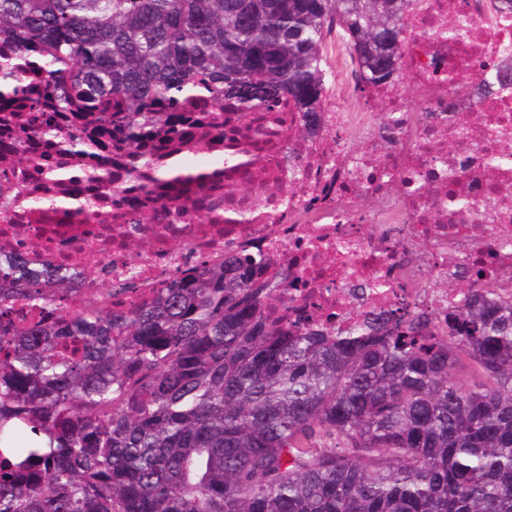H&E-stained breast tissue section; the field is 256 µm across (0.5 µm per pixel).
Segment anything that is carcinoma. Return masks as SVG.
Returning a JSON list of instances; mask_svg holds the SVG:
<instances>
[{
    "mask_svg": "<svg viewBox=\"0 0 512 512\" xmlns=\"http://www.w3.org/2000/svg\"><path fill=\"white\" fill-rule=\"evenodd\" d=\"M407 0H0V38L37 48L62 107H119L140 147L188 118L151 100L199 90L244 120L288 95L320 121L324 47L398 79ZM387 57L379 75L367 54ZM96 121L60 143L102 146ZM448 327L411 310L333 334L267 309L245 255L133 309L54 311L71 279L0 262V512H512V294L461 271Z\"/></svg>",
    "mask_w": 512,
    "mask_h": 512,
    "instance_id": "1",
    "label": "carcinoma"
}]
</instances>
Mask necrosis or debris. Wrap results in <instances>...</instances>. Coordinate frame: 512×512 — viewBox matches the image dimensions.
<instances>
[{
	"label": "necrosis or debris",
	"mask_w": 512,
	"mask_h": 512,
	"mask_svg": "<svg viewBox=\"0 0 512 512\" xmlns=\"http://www.w3.org/2000/svg\"><path fill=\"white\" fill-rule=\"evenodd\" d=\"M449 17L458 36L433 43ZM405 24L400 80L337 94L314 131L293 133L299 109L282 97L248 122L196 126L180 141L145 147L166 160L240 149L248 169L267 173L246 196L228 194L223 176H179L164 200L178 210L203 199V224L156 214L146 193L155 169L121 136L106 138L93 158L50 148L48 137L79 126L85 104L65 118L51 107L25 110L43 88L42 59L0 39V59L23 77L0 99V254L77 274L61 307L78 311L129 283L127 303L149 301L173 278L243 253L266 277L285 267L295 279L273 315L335 332L408 305L447 322L459 297L446 284L464 266L512 292V172L495 183L486 175L491 153L512 152V79L499 74L512 60V13L493 0H409ZM374 102L396 116L394 133L373 120ZM93 169L107 179L89 181ZM452 191L473 210L441 209ZM140 237L147 247L132 251Z\"/></svg>",
	"instance_id": "1"
}]
</instances>
